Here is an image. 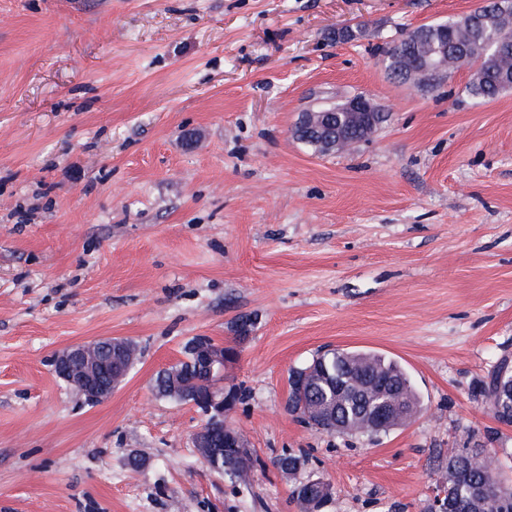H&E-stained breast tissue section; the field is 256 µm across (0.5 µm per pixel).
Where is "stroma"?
Wrapping results in <instances>:
<instances>
[{
	"mask_svg": "<svg viewBox=\"0 0 512 512\" xmlns=\"http://www.w3.org/2000/svg\"><path fill=\"white\" fill-rule=\"evenodd\" d=\"M480 2L0 0V512H299L317 478L325 512H428L449 452L512 467V424L472 395L512 358V89L471 98L466 63L419 91L383 63ZM355 95L388 114L369 141L293 138ZM109 336L143 357L90 405L53 358ZM196 336L237 353L249 486L200 460L199 408L153 394ZM329 349L397 361L423 414L373 440L302 422L290 372Z\"/></svg>",
	"mask_w": 512,
	"mask_h": 512,
	"instance_id": "stroma-1",
	"label": "stroma"
}]
</instances>
